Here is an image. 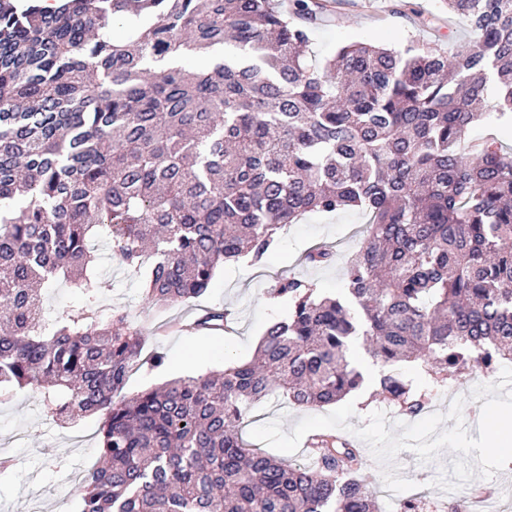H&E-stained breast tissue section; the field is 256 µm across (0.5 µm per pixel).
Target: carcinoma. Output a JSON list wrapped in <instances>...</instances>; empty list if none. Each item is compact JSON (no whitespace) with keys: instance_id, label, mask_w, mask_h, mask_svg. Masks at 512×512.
I'll list each match as a JSON object with an SVG mask.
<instances>
[{"instance_id":"obj_1","label":"carcinoma","mask_w":512,"mask_h":512,"mask_svg":"<svg viewBox=\"0 0 512 512\" xmlns=\"http://www.w3.org/2000/svg\"><path fill=\"white\" fill-rule=\"evenodd\" d=\"M332 3L0 0V388L45 387L61 422L103 417L80 512H377L353 443L321 434L313 465L285 462L244 442L251 407L358 391L357 338L436 386L512 361V153L470 138L493 112L512 118V0H444L479 34L450 54L356 42L316 64L310 34ZM229 45L241 55L188 67ZM347 208L367 227L338 296L282 276L269 298L288 317L253 360L122 394L146 336L120 309L99 314L91 239L165 306L228 261L263 263L303 215ZM61 278L84 302L53 318L41 290ZM375 386L407 417L430 397L392 370Z\"/></svg>"}]
</instances>
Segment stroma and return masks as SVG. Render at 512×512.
Here are the masks:
<instances>
[{
    "instance_id": "stroma-1",
    "label": "stroma",
    "mask_w": 512,
    "mask_h": 512,
    "mask_svg": "<svg viewBox=\"0 0 512 512\" xmlns=\"http://www.w3.org/2000/svg\"><path fill=\"white\" fill-rule=\"evenodd\" d=\"M446 12L442 0H342L336 15L320 21L311 34V50L316 60L334 57L350 42L398 45L407 38L438 44L452 51L457 43L476 39V32L457 21H445L432 28L419 25L423 14ZM367 221L359 210L333 214L310 213L285 227L276 251L265 268L240 261L225 264L217 271L207 291L200 297L169 307L146 303L139 277L111 260L105 245H98L95 271L105 286L100 311H127L135 326L148 331L142 351L147 360L154 353L166 355L165 365L133 368L124 387L131 396L165 380L206 374L223 369L230 362L249 361L267 326L288 313L283 303L268 300L267 291L276 277L293 275L313 281L325 294L339 293L343 286L342 259L354 251ZM325 245L337 252L339 260L325 267L302 262L309 249ZM229 310L233 316L229 331H188L187 326L203 310ZM467 380L449 381L435 391L428 413H444L448 400L465 397L463 418L470 437H478L480 402L471 400ZM303 409L277 396L255 404L244 419L242 434L274 418H282L284 432H292L305 417ZM102 419L79 417L59 424L48 412L41 390L26 388L0 396V458L11 460L8 471L0 473V512H78L76 489L85 474L99 461L98 448ZM364 476L382 512H396L398 503L409 497L423 501L422 512H447L448 503L469 506L470 512H487L470 506V490L443 491L436 481L451 470L456 455L441 450L430 463H421L410 450L401 451L388 464L378 462L369 447L361 449Z\"/></svg>"
}]
</instances>
